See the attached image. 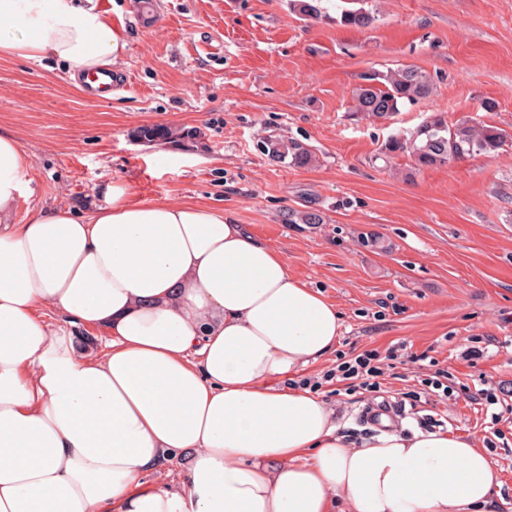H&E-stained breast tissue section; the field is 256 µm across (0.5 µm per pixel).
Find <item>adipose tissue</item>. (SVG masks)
Listing matches in <instances>:
<instances>
[{
    "label": "adipose tissue",
    "mask_w": 512,
    "mask_h": 512,
    "mask_svg": "<svg viewBox=\"0 0 512 512\" xmlns=\"http://www.w3.org/2000/svg\"><path fill=\"white\" fill-rule=\"evenodd\" d=\"M125 49L80 0H0V55L78 72ZM29 154L0 130V512H484L500 483L470 438L351 440L282 379L334 350L335 305L236 219L132 201L16 223ZM106 332H53L42 310ZM185 456L183 480L150 481Z\"/></svg>",
    "instance_id": "adipose-tissue-1"
}]
</instances>
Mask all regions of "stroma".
Masks as SVG:
<instances>
[{
    "label": "stroma",
    "instance_id": "obj_1",
    "mask_svg": "<svg viewBox=\"0 0 512 512\" xmlns=\"http://www.w3.org/2000/svg\"><path fill=\"white\" fill-rule=\"evenodd\" d=\"M90 4L126 43L111 100L87 101L53 58L0 56V128L31 157L17 223L49 206L87 213L116 180L138 202L234 216L342 317L335 349L299 373L320 382L342 433H373L362 412L386 399L395 425L472 436L500 472L488 512H512V142L436 167L382 153L434 112L512 134V0H322L317 19L291 0ZM353 6L376 22L339 24ZM400 63L433 77L431 95L388 122L353 114L361 74ZM143 124L198 130L205 147L130 140ZM272 133L307 144L315 164L270 162L258 143ZM309 206L324 223H286ZM373 233L383 248L365 246ZM365 351L382 369L376 393L332 377ZM440 369L451 396L426 385ZM480 387L499 403H471L465 389Z\"/></svg>",
    "mask_w": 512,
    "mask_h": 512
}]
</instances>
